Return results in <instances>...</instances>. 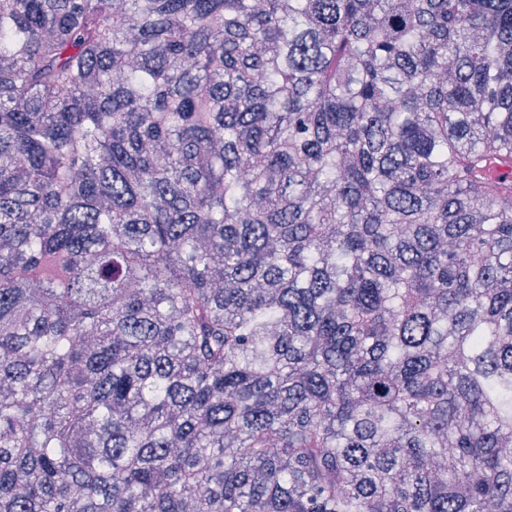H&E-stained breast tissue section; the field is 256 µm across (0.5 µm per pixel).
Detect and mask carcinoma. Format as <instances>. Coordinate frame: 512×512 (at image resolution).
I'll list each match as a JSON object with an SVG mask.
<instances>
[{"label":"carcinoma","instance_id":"carcinoma-1","mask_svg":"<svg viewBox=\"0 0 512 512\" xmlns=\"http://www.w3.org/2000/svg\"><path fill=\"white\" fill-rule=\"evenodd\" d=\"M512 0H0V512H512Z\"/></svg>","mask_w":512,"mask_h":512}]
</instances>
